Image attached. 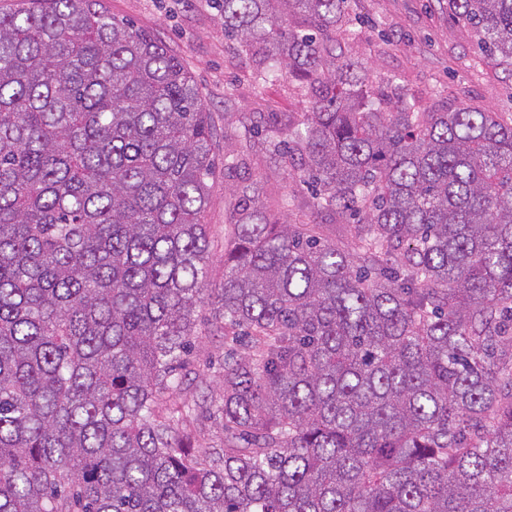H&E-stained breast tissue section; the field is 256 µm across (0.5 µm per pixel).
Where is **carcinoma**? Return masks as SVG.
<instances>
[{"instance_id":"cac0c4a2","label":"carcinoma","mask_w":512,"mask_h":512,"mask_svg":"<svg viewBox=\"0 0 512 512\" xmlns=\"http://www.w3.org/2000/svg\"><path fill=\"white\" fill-rule=\"evenodd\" d=\"M319 85L260 118L356 251L246 186L224 249L219 448L182 424L216 135L102 0L0 10V512H512V123L363 89L350 0H216ZM512 66V0H447ZM335 56L332 73L324 58Z\"/></svg>"}]
</instances>
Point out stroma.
Returning <instances> with one entry per match:
<instances>
[{
	"label": "stroma",
	"mask_w": 512,
	"mask_h": 512,
	"mask_svg": "<svg viewBox=\"0 0 512 512\" xmlns=\"http://www.w3.org/2000/svg\"><path fill=\"white\" fill-rule=\"evenodd\" d=\"M117 18L127 19L169 45L188 67L216 126L217 138L235 145L243 126L266 112H307L314 95L291 76L256 85V63L224 36V20L213 0H104ZM355 40L346 55L366 86H398L401 95L429 112L475 107L512 119V71L487 60L470 29L449 14L444 0H355ZM255 184L269 213L318 225L322 238L353 249L355 227L310 208L309 187L288 166L271 163L255 138L247 165L232 173L217 169L205 220L209 228L210 297L197 312L199 337L181 371L185 395L201 384L217 394L227 346L216 294L224 280V245L232 236V212L239 185Z\"/></svg>",
	"instance_id": "obj_1"
}]
</instances>
